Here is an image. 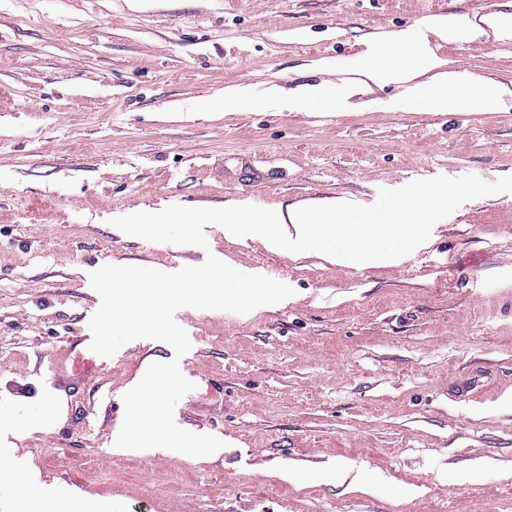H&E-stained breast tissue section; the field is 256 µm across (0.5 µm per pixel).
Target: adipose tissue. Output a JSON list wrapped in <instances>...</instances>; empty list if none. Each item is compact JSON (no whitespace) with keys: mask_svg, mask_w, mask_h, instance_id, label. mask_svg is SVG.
<instances>
[{"mask_svg":"<svg viewBox=\"0 0 512 512\" xmlns=\"http://www.w3.org/2000/svg\"><path fill=\"white\" fill-rule=\"evenodd\" d=\"M352 71L354 80L339 85L323 81L306 86L300 95V106L324 112L343 110L348 98L365 81L377 83L388 76L404 84L409 105H426L444 113L469 112L477 107L492 110L512 91L502 84L443 70L441 60L418 47L405 31L384 38L373 52L357 56Z\"/></svg>","mask_w":512,"mask_h":512,"instance_id":"adipose-tissue-1","label":"adipose tissue"}]
</instances>
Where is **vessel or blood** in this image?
<instances>
[{"label": "vessel or blood", "instance_id": "obj_1", "mask_svg": "<svg viewBox=\"0 0 512 512\" xmlns=\"http://www.w3.org/2000/svg\"><path fill=\"white\" fill-rule=\"evenodd\" d=\"M91 340V334L84 331L67 338L65 357L49 361L52 388L76 393L94 383L105 359L91 350Z\"/></svg>", "mask_w": 512, "mask_h": 512}]
</instances>
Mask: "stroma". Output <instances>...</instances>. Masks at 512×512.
Returning <instances> with one entry per match:
<instances>
[{
	"instance_id": "1",
	"label": "stroma",
	"mask_w": 512,
	"mask_h": 512,
	"mask_svg": "<svg viewBox=\"0 0 512 512\" xmlns=\"http://www.w3.org/2000/svg\"><path fill=\"white\" fill-rule=\"evenodd\" d=\"M490 13L512 14V0H0V448L109 512H512V193L463 203L380 268L214 224L204 248L112 224L171 205H370L415 180L512 176V96L442 114L410 107L389 80L343 112L277 94L348 78L352 57L419 17ZM430 47L446 69L512 85L501 38L462 30ZM229 86L265 110L204 109ZM253 152L267 170L256 182L243 169ZM210 254L293 299L247 314L181 308L182 357L131 341L48 429L15 430L49 398L44 360L100 307L92 270L174 272ZM174 359L195 385L176 425L223 452L112 453L131 381ZM480 459L494 466L479 482H449ZM344 465L370 490L338 482ZM289 466L310 478H280Z\"/></svg>"
}]
</instances>
